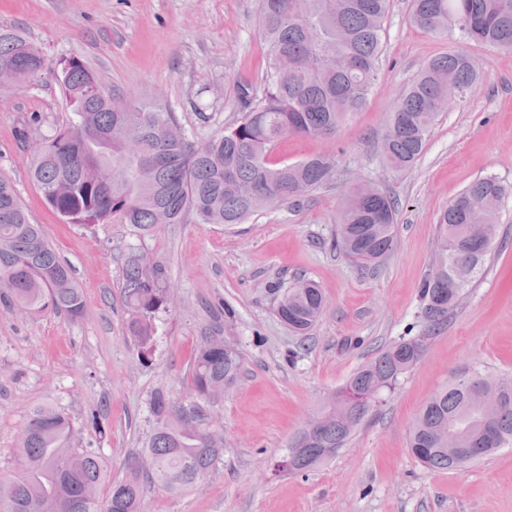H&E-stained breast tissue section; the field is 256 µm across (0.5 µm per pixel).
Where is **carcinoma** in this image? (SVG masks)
<instances>
[{
	"label": "carcinoma",
	"mask_w": 512,
	"mask_h": 512,
	"mask_svg": "<svg viewBox=\"0 0 512 512\" xmlns=\"http://www.w3.org/2000/svg\"><path fill=\"white\" fill-rule=\"evenodd\" d=\"M391 0H260L259 27L267 45L269 69L258 96L249 81L237 90L241 116L224 133L195 146L171 137L172 113L136 103L112 110V95L98 88L96 76L80 60L67 61L61 83L73 118L44 139L31 178L61 216L77 224L119 222L147 231L160 220L182 223L194 213L204 224H240L267 203L293 204L294 190L314 189L333 175L336 161L313 156L295 164L273 159L277 143L290 135L334 133L358 111L378 79L385 21ZM410 19L421 30L444 35L458 30L501 52H512V0H412ZM45 62L41 50L17 30L0 28V69H13L23 83ZM478 72L463 51L433 57L391 112L383 155L394 169L412 166L424 152L442 114L448 92L465 95ZM138 144L139 161L129 180L108 188L87 181L89 164L120 161L128 143ZM512 191L492 177L479 178L439 216L437 259L421 285L423 318L433 331L448 319L492 254L502 201ZM395 201L382 191L353 189L339 213L335 248L352 261L371 264L391 245ZM169 285L158 266L145 268L128 257L122 279L126 329L140 355L152 352L159 314L170 305ZM0 301L28 313L83 316L84 299L68 264L30 223L13 184L0 176ZM325 309L321 289L299 280L278 298L277 315L295 335H306ZM425 337L401 338L362 365L324 405L313 430H301L288 444V471L312 469L344 448L372 409L417 363ZM238 353L224 351L211 338L197 350L191 382L195 399L175 401L162 391L149 401L152 428L143 447L128 456L124 475L110 478L98 452L73 446V423L64 408H34L18 433L21 481L7 489L8 512H144L146 482L178 492L193 486L216 466L224 438L214 425L213 389L235 386ZM476 388L496 408L485 420L471 403ZM454 429L456 445L480 461L512 445V384L478 373L435 393L420 410L409 435L411 454L433 471L454 464L435 434ZM109 484L105 504L99 491Z\"/></svg>",
	"instance_id": "cac0c4a2"
}]
</instances>
